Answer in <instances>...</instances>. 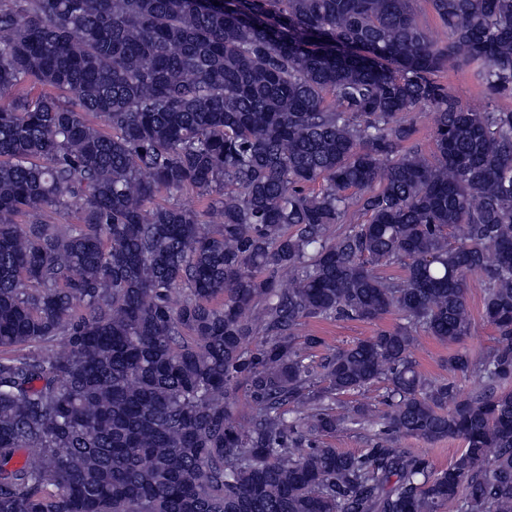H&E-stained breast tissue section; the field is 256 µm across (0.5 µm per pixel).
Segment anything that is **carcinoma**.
<instances>
[{
  "label": "carcinoma",
  "mask_w": 512,
  "mask_h": 512,
  "mask_svg": "<svg viewBox=\"0 0 512 512\" xmlns=\"http://www.w3.org/2000/svg\"><path fill=\"white\" fill-rule=\"evenodd\" d=\"M427 2L442 40L415 0H0V512H512V110L437 79L512 98V0ZM472 275L463 396L413 350L468 335ZM388 313L308 363L306 322ZM448 90L472 109L482 111L490 100L482 86L478 84L470 69H448L440 77ZM410 118L416 129V141L421 145L425 153L430 156L433 148L431 136L435 123L434 112L429 108L418 107L414 112H411ZM484 282L481 277L473 276L468 280L467 298L472 314L470 333L458 345L440 343L432 337H423L421 345L415 350V358L420 369L432 380L454 379L461 394L467 395L477 384L475 375L469 377L448 373L443 367L448 356L456 349L464 350L474 359H478L497 346L494 330L483 319ZM380 393V390H378L376 387H372L363 393L344 395L340 398V400L344 407H352L353 405H357L359 403H367L370 404L377 413H382L387 410V407L382 403L381 397L379 396ZM340 451L351 453H362L369 448L366 435L354 426L344 427L336 431V434L324 439ZM396 447L412 448L414 451L425 455L436 469H445L454 461L463 445L461 440L453 438H447L435 443L408 438L397 441Z\"/></svg>",
  "instance_id": "carcinoma-1"
}]
</instances>
